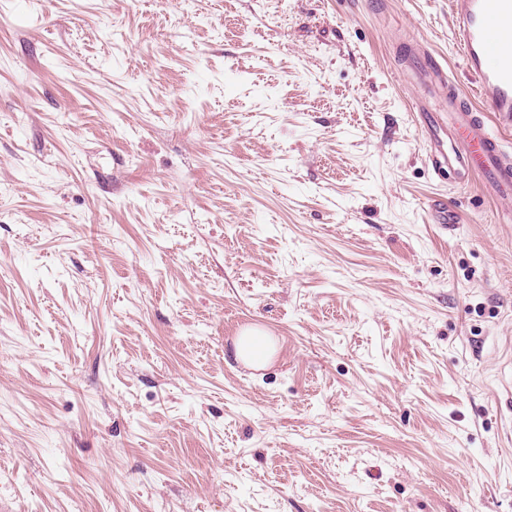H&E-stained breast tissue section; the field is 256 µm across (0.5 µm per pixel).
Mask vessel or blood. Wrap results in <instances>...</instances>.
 <instances>
[{"instance_id": "obj_1", "label": "vessel or blood", "mask_w": 512, "mask_h": 512, "mask_svg": "<svg viewBox=\"0 0 512 512\" xmlns=\"http://www.w3.org/2000/svg\"><path fill=\"white\" fill-rule=\"evenodd\" d=\"M453 31L465 68L475 79L473 95L448 84L444 70L417 61L426 86L419 97L422 129L431 143L435 176L479 175L486 191L512 200V154L491 130L492 121L512 123V53L503 49L512 0H449Z\"/></svg>"}]
</instances>
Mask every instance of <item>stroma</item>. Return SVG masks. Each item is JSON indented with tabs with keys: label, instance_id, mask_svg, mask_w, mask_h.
<instances>
[{
	"label": "stroma",
	"instance_id": "obj_1",
	"mask_svg": "<svg viewBox=\"0 0 512 512\" xmlns=\"http://www.w3.org/2000/svg\"><path fill=\"white\" fill-rule=\"evenodd\" d=\"M421 46L471 91L448 0H0V512H512V222ZM274 352L275 343L272 336L260 329L248 328L234 342V357L254 368L265 366Z\"/></svg>",
	"mask_w": 512,
	"mask_h": 512
}]
</instances>
